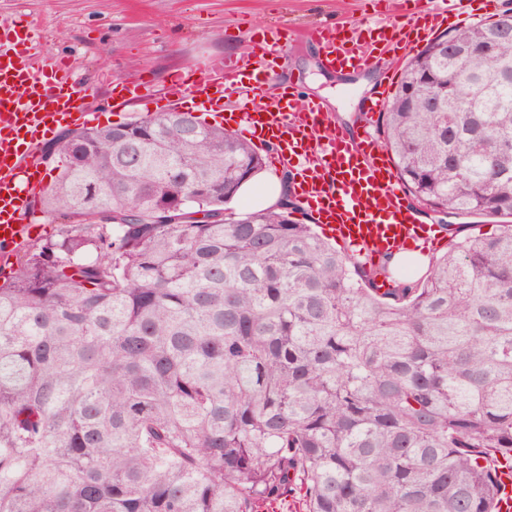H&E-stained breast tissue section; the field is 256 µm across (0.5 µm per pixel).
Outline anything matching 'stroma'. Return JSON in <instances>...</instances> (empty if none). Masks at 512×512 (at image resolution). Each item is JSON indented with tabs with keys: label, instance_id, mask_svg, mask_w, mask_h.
<instances>
[{
	"label": "stroma",
	"instance_id": "stroma-1",
	"mask_svg": "<svg viewBox=\"0 0 512 512\" xmlns=\"http://www.w3.org/2000/svg\"><path fill=\"white\" fill-rule=\"evenodd\" d=\"M386 0H0V20L32 24L40 52L70 63L93 98L87 126H112L166 111L156 91L198 66L247 51L270 22L291 28L276 85L299 83L300 100L322 98L324 67L298 29L331 21H393ZM139 80L138 98L111 107L113 88Z\"/></svg>",
	"mask_w": 512,
	"mask_h": 512
}]
</instances>
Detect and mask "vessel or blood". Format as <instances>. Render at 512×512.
<instances>
[{
	"label": "vessel or blood",
	"mask_w": 512,
	"mask_h": 512,
	"mask_svg": "<svg viewBox=\"0 0 512 512\" xmlns=\"http://www.w3.org/2000/svg\"><path fill=\"white\" fill-rule=\"evenodd\" d=\"M467 12L465 0H448L443 8H424L421 0L403 7L393 24L345 26L319 24L298 35L316 44L328 67L378 68L394 72L395 60L430 41L446 28L449 14ZM35 44L24 26L0 22V260L9 261L26 244L25 212L37 198L42 172L35 156L52 126L79 124L90 112L87 92L70 80L63 61L35 63ZM282 27L269 25L250 52L225 58L220 74L203 73L165 89L168 105L191 102L216 110L224 103L256 141L271 142L274 166L292 169L296 195L318 224L331 225L337 236L375 258L423 240L419 212L405 201L404 189L385 160L374 152V118L385 108V92L362 99L364 128L357 135L337 129L322 102H297L293 92H274L269 63L283 59ZM501 491L495 512H512V468L500 467Z\"/></svg>",
	"instance_id": "b4317fda"
}]
</instances>
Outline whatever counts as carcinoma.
<instances>
[{
	"label": "carcinoma",
	"instance_id": "1",
	"mask_svg": "<svg viewBox=\"0 0 512 512\" xmlns=\"http://www.w3.org/2000/svg\"><path fill=\"white\" fill-rule=\"evenodd\" d=\"M407 59L379 118L410 201L512 215V36ZM485 48L507 73L448 58ZM40 195L56 239L0 284V512H494L512 462V224L459 226L420 274L278 209L190 112L67 129ZM393 287H376L381 275Z\"/></svg>",
	"mask_w": 512,
	"mask_h": 512
}]
</instances>
